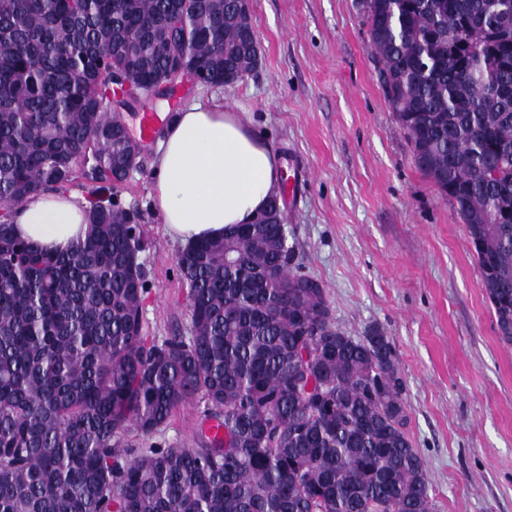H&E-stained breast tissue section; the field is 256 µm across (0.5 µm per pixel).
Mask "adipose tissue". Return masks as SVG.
<instances>
[{
    "label": "adipose tissue",
    "mask_w": 512,
    "mask_h": 512,
    "mask_svg": "<svg viewBox=\"0 0 512 512\" xmlns=\"http://www.w3.org/2000/svg\"><path fill=\"white\" fill-rule=\"evenodd\" d=\"M272 149L215 99L182 106L157 142L152 205L170 238L187 244L251 223L281 186ZM88 202L67 192L43 193L14 209L15 235L49 251L84 239Z\"/></svg>",
    "instance_id": "adipose-tissue-1"
}]
</instances>
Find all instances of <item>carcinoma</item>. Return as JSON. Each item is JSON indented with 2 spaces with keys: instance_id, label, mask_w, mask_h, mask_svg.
<instances>
[{
  "instance_id": "1",
  "label": "carcinoma",
  "mask_w": 512,
  "mask_h": 512,
  "mask_svg": "<svg viewBox=\"0 0 512 512\" xmlns=\"http://www.w3.org/2000/svg\"><path fill=\"white\" fill-rule=\"evenodd\" d=\"M497 0H358L416 166L467 225L512 342V27ZM241 0H0V512H434L405 381L377 327L336 328L293 269L274 196L177 256L189 334L146 336L140 215L101 192L140 168L112 71L143 90L170 63L233 85L260 64ZM89 191L67 253L15 237L32 194ZM202 403L194 448H131Z\"/></svg>"
}]
</instances>
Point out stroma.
Segmentation results:
<instances>
[{
  "label": "stroma",
  "instance_id": "obj_1",
  "mask_svg": "<svg viewBox=\"0 0 512 512\" xmlns=\"http://www.w3.org/2000/svg\"><path fill=\"white\" fill-rule=\"evenodd\" d=\"M256 71L212 89L304 177L282 198L288 242L326 289L338 328L388 336L409 435L435 512H512V343L501 339L468 230L414 164L381 87L355 0H251ZM155 143L119 188L146 248V332H188L180 243L151 209ZM204 407L180 408L132 447L192 446Z\"/></svg>",
  "mask_w": 512,
  "mask_h": 512
}]
</instances>
